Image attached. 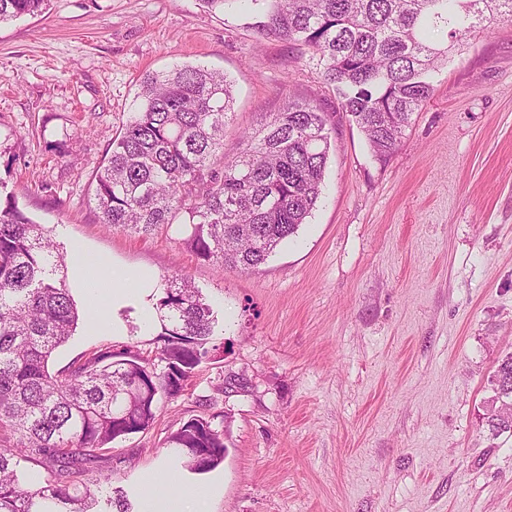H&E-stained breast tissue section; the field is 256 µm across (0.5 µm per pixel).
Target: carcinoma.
<instances>
[{
    "mask_svg": "<svg viewBox=\"0 0 512 512\" xmlns=\"http://www.w3.org/2000/svg\"><path fill=\"white\" fill-rule=\"evenodd\" d=\"M48 0H0V24L45 9ZM267 6L262 31L308 46L323 79L372 152L387 159L411 117L431 97V74L448 39L512 20V0H250ZM136 115L93 171L100 223L147 236L186 226L185 244L204 261L253 271L298 233L321 194L329 144L324 114L290 100L243 135L224 158L232 84L202 66L142 81ZM51 231L8 200L0 205V512H93L79 477L118 438L149 430L159 405L182 395L210 360L214 318L201 291L174 278L158 300L154 355L110 347L52 373L49 361L74 335L79 311ZM497 436L512 412L485 415ZM194 474L226 453L212 416L195 415L166 437Z\"/></svg>",
    "mask_w": 512,
    "mask_h": 512,
    "instance_id": "obj_1",
    "label": "carcinoma"
}]
</instances>
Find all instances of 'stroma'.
Returning <instances> with one entry per match:
<instances>
[{
  "mask_svg": "<svg viewBox=\"0 0 512 512\" xmlns=\"http://www.w3.org/2000/svg\"><path fill=\"white\" fill-rule=\"evenodd\" d=\"M263 14L204 0H49L0 25V200L59 249L145 277L120 300L67 277L92 310L50 371L105 348L154 350L156 303L185 276L216 319L215 351L146 432L91 479L143 512L149 487L206 493V512H512V431L483 406L512 352V21L474 32L432 78L395 152L378 160L311 51L260 34ZM176 65L222 70L234 109L224 154L288 96L326 115L320 200L251 272L196 259L180 225L142 236L98 221L92 173L136 111L140 83ZM249 394L224 396L226 371ZM212 399L227 452L181 465L165 440Z\"/></svg>",
  "mask_w": 512,
  "mask_h": 512,
  "instance_id": "obj_1",
  "label": "stroma"
}]
</instances>
